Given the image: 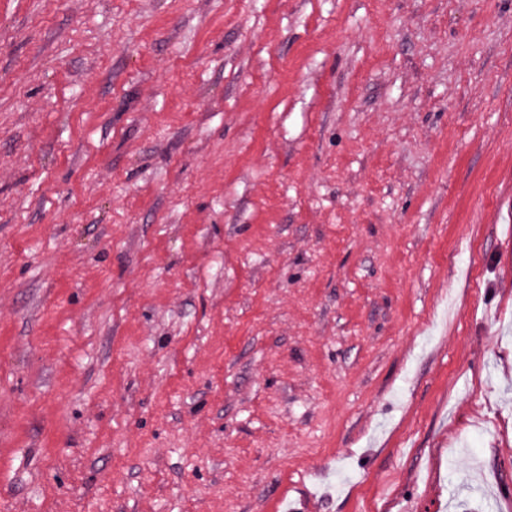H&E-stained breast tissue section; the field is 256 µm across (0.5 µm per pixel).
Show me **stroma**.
Wrapping results in <instances>:
<instances>
[{
	"mask_svg": "<svg viewBox=\"0 0 512 512\" xmlns=\"http://www.w3.org/2000/svg\"><path fill=\"white\" fill-rule=\"evenodd\" d=\"M512 512V0H0V512Z\"/></svg>",
	"mask_w": 512,
	"mask_h": 512,
	"instance_id": "stroma-1",
	"label": "stroma"
}]
</instances>
